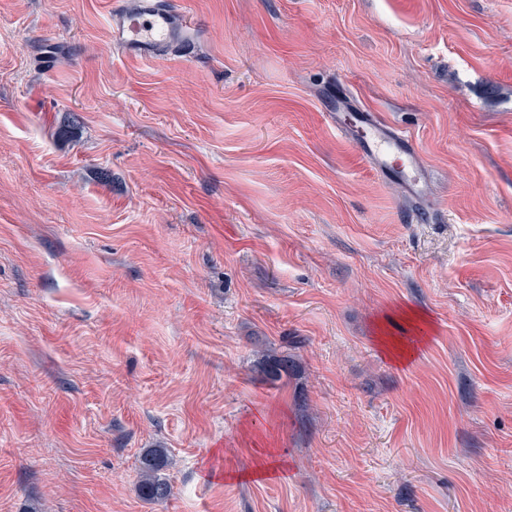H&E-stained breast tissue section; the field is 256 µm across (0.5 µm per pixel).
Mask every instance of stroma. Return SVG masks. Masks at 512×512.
<instances>
[{"label": "stroma", "mask_w": 512, "mask_h": 512, "mask_svg": "<svg viewBox=\"0 0 512 512\" xmlns=\"http://www.w3.org/2000/svg\"><path fill=\"white\" fill-rule=\"evenodd\" d=\"M183 12L194 60L146 61L106 0H0V512H512V0ZM339 114L336 111V130L354 146L360 159L380 176L398 179L407 200L422 201L429 174L409 137L368 112ZM170 458L164 448H150L140 458V496L148 501L162 502L172 494V485L165 476ZM253 457V474L269 476L275 467L281 464L279 451L276 448H256Z\"/></svg>", "instance_id": "stroma-1"}]
</instances>
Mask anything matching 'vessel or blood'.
Here are the masks:
<instances>
[{"mask_svg": "<svg viewBox=\"0 0 512 512\" xmlns=\"http://www.w3.org/2000/svg\"><path fill=\"white\" fill-rule=\"evenodd\" d=\"M182 14L179 0H110L112 47L141 59L170 52L190 57L196 35L183 22ZM336 129L373 171L399 180L407 200L419 202L425 198L429 174L404 132L366 112L337 117Z\"/></svg>", "mask_w": 512, "mask_h": 512, "instance_id": "vessel-or-blood-1", "label": "vessel or blood"}]
</instances>
